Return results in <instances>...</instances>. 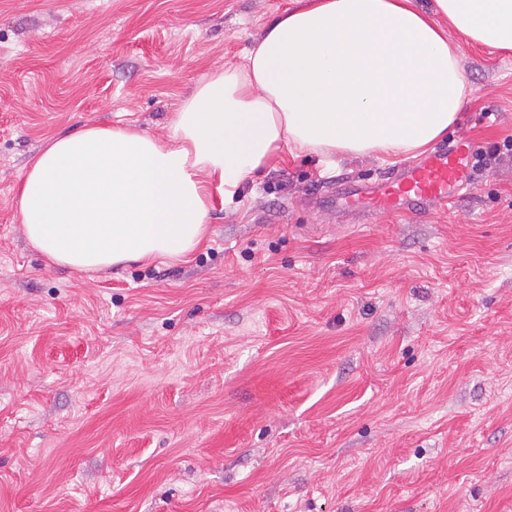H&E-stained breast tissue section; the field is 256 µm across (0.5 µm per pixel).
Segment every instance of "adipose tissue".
Segmentation results:
<instances>
[{"mask_svg":"<svg viewBox=\"0 0 512 512\" xmlns=\"http://www.w3.org/2000/svg\"><path fill=\"white\" fill-rule=\"evenodd\" d=\"M512 51V0H293L245 62L196 80L160 140L132 126L51 138L18 194L24 234L54 266L185 261L270 158L414 154L447 134L465 79L449 30Z\"/></svg>","mask_w":512,"mask_h":512,"instance_id":"obj_1","label":"adipose tissue"}]
</instances>
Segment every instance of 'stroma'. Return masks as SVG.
I'll return each mask as SVG.
<instances>
[{
  "label": "stroma",
  "instance_id": "stroma-1",
  "mask_svg": "<svg viewBox=\"0 0 512 512\" xmlns=\"http://www.w3.org/2000/svg\"><path fill=\"white\" fill-rule=\"evenodd\" d=\"M291 0H0V512H512V153L419 220L337 182L402 157L280 152L182 263L48 265L17 190L52 136L163 138ZM474 151L512 53L456 33Z\"/></svg>",
  "mask_w": 512,
  "mask_h": 512
}]
</instances>
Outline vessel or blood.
I'll return each mask as SVG.
<instances>
[{
    "mask_svg": "<svg viewBox=\"0 0 512 512\" xmlns=\"http://www.w3.org/2000/svg\"><path fill=\"white\" fill-rule=\"evenodd\" d=\"M471 148L468 142L435 151L405 164L393 177L372 188H356L350 200L399 218H420L434 206L448 207L470 182Z\"/></svg>",
    "mask_w": 512,
    "mask_h": 512,
    "instance_id": "b4317fda",
    "label": "vessel or blood"
}]
</instances>
